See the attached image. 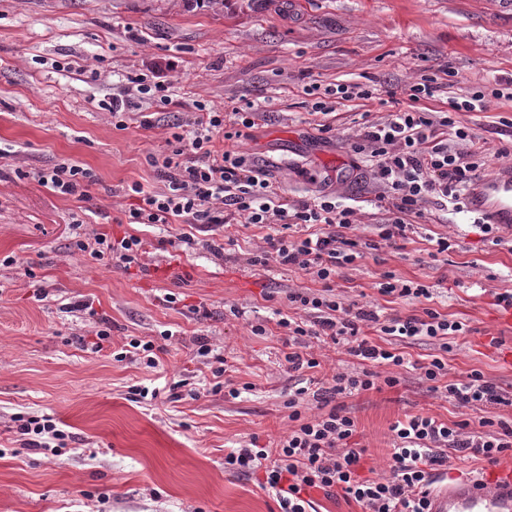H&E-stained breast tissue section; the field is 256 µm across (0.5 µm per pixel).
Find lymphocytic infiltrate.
I'll return each mask as SVG.
<instances>
[{
    "mask_svg": "<svg viewBox=\"0 0 512 512\" xmlns=\"http://www.w3.org/2000/svg\"><path fill=\"white\" fill-rule=\"evenodd\" d=\"M178 62L159 57L127 74L125 83L104 108L117 127L129 122L149 129L154 117L145 112V101L166 107L172 104L174 86L170 80ZM443 86L433 78H422L409 88L408 103L396 108L382 121L363 120L361 137L353 152L367 163L373 180L383 186L379 200L385 211L378 241L395 244L406 238L414 224L425 217L421 201L430 200L440 210L460 206L474 176L479 175L486 157L483 143L454 113L483 111L488 99L512 100V79L496 81L491 92L476 90L469 96L451 99L450 112L427 111V101L436 98ZM312 99V114L319 132L332 129L330 117L341 100H372L376 90L362 85L304 86ZM259 106L254 102L229 101L223 110L192 113L174 125L163 151L149 154L148 165L162 185L156 190L134 183L123 191L138 202L125 214L129 224H184L187 232L179 240L187 246H201L214 256L224 254L219 240L195 238V227L223 224H265L270 228L265 251L247 255L245 262L265 269L276 267L302 271L322 287L316 291L288 295L291 313L281 315L276 325L288 338L284 360L289 370L317 368L318 360L307 353L309 338H326L346 345L360 361L354 372H339L329 391L298 389L288 398V419L292 427L275 448L260 446L257 439L229 449L225 468L243 473H261V487L274 494L280 512H313L312 490H341L360 505L362 512H428L429 490L435 467L448 464L454 453L469 452L487 464H498L512 452V424L479 419L448 424L430 415L416 414L396 421L391 430L394 446L389 469L378 477L362 476L366 449L353 447L357 434L355 420L330 406L329 395H347L393 388L397 376L381 374L380 366H404L407 359L400 342L424 336L438 343L440 356L421 365L422 378L431 391L444 394L458 406L477 409L512 406V393L487 380L479 371L466 379L448 377L444 355L450 352L452 336L462 332L461 322L448 319L432 307L421 314L386 316L379 307L366 306L334 293L331 283L338 270L376 249L378 241H364L352 235L353 207L332 192L316 197H291L275 185L269 170L246 156L214 146L216 136L233 139L242 129L254 126ZM21 179H31L53 194L82 201L97 181L96 173L71 160L30 170L16 169ZM80 251L104 266L131 269L141 264L145 241L129 234L115 238L95 234L92 242L77 241ZM373 328L390 337L392 346L373 343L365 334ZM313 397L322 412L303 417L300 406ZM15 441L20 448L59 455L68 433L47 416L18 413L13 416Z\"/></svg>",
    "mask_w": 512,
    "mask_h": 512,
    "instance_id": "obj_1",
    "label": "lymphocytic infiltrate"
}]
</instances>
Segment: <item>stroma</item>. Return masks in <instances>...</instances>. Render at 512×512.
Returning a JSON list of instances; mask_svg holds the SVG:
<instances>
[{
  "mask_svg": "<svg viewBox=\"0 0 512 512\" xmlns=\"http://www.w3.org/2000/svg\"><path fill=\"white\" fill-rule=\"evenodd\" d=\"M168 55L179 67L167 115H186L198 102L212 110L228 100L261 102L255 126L216 138V147L268 164L291 196L314 195L317 177L332 174L331 190L356 211L355 235L374 240L383 212L369 169L353 166L357 106L340 107L333 131L319 135L303 87L381 84L394 97L369 102L377 119L407 104L421 76L434 75L449 89L429 107L447 111L449 96L512 78V8L504 0H0V512H279L257 476L225 469V449L253 436L274 445L289 428V394L328 386L357 366L344 344L315 340L319 367L288 370V338L272 311L287 308L289 293L319 284L301 271L242 261L264 247L265 229L225 225L231 244L218 258L183 249L185 225L123 223L137 199L121 188L156 187L146 157L162 149L168 129H116L99 103L142 60ZM91 68L99 80L88 77ZM457 118L488 148L483 174L496 172L505 163L499 149L512 148V107L493 99ZM62 158L96 173L86 200L15 175ZM474 220L462 212L416 225L397 245L381 244L340 269L334 287L402 316L421 313L422 302L381 296L380 274L434 287L432 307L464 325L448 354L449 378L477 370L512 391V323L494 303L512 290V241L493 245ZM96 233L145 238L142 268L104 267L74 248L75 238ZM438 237L450 248L432 260ZM9 256L14 264L4 265ZM39 288L45 300H36ZM169 294L176 303L166 302ZM75 300L92 312H67ZM233 306L242 317L230 315ZM100 315L112 320V345L96 354L81 342L94 336ZM258 322L267 335H253ZM131 335L154 342L158 367L115 360ZM197 336L223 358L238 397L205 393L211 369L193 358ZM401 350L409 364L394 368L396 388L336 399L357 422L373 475L387 470L391 426L405 416L512 422V408L471 410L431 392L418 370L439 353L428 338ZM181 380L201 397L178 398ZM133 386L149 397L132 400ZM20 412L59 422L71 437L64 454L16 451L9 428Z\"/></svg>",
  "mask_w": 512,
  "mask_h": 512,
  "instance_id": "stroma-1",
  "label": "stroma"
}]
</instances>
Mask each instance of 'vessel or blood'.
<instances>
[{"label":"vessel or blood","mask_w":512,"mask_h":512,"mask_svg":"<svg viewBox=\"0 0 512 512\" xmlns=\"http://www.w3.org/2000/svg\"><path fill=\"white\" fill-rule=\"evenodd\" d=\"M466 209L512 231V171L475 178L465 199ZM430 512H512V467L496 470L492 480L473 479L436 486Z\"/></svg>","instance_id":"vessel-or-blood-1"}]
</instances>
